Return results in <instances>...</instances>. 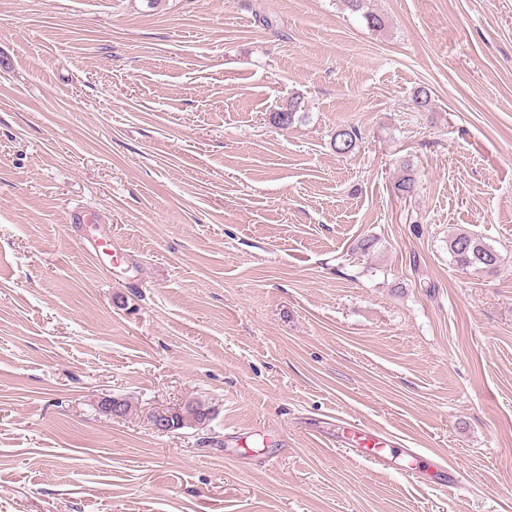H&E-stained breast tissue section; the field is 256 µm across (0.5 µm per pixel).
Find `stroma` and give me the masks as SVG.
I'll use <instances>...</instances> for the list:
<instances>
[{
    "label": "stroma",
    "mask_w": 512,
    "mask_h": 512,
    "mask_svg": "<svg viewBox=\"0 0 512 512\" xmlns=\"http://www.w3.org/2000/svg\"><path fill=\"white\" fill-rule=\"evenodd\" d=\"M365 8L0 0V512H512V0ZM360 138V133L354 127L340 128L336 130L331 146L337 154L345 155L354 150ZM448 250L463 269L493 271L500 263V255L494 248L465 231L448 239ZM211 409L205 403L193 399L186 403L185 409L181 415L173 417V423L170 425L172 431L196 424H202L210 420ZM367 439L368 442L363 448H349V451H351L358 459L366 460L370 463L385 465L387 462L384 449L385 446L388 445L386 443L387 441H382L379 437L376 438L373 436H367Z\"/></svg>",
    "instance_id": "1"
}]
</instances>
